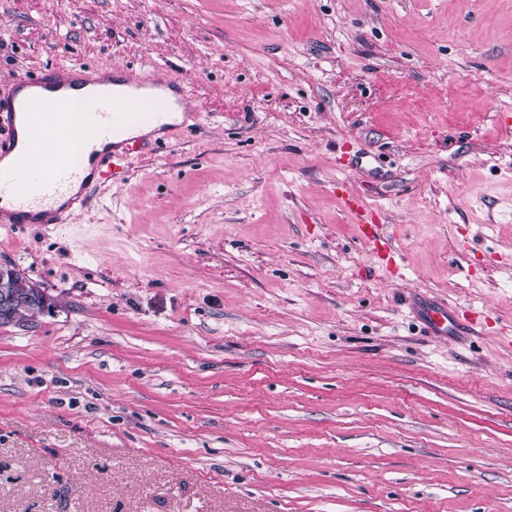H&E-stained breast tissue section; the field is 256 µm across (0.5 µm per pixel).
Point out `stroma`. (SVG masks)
Instances as JSON below:
<instances>
[{
    "mask_svg": "<svg viewBox=\"0 0 512 512\" xmlns=\"http://www.w3.org/2000/svg\"><path fill=\"white\" fill-rule=\"evenodd\" d=\"M72 58L209 121L0 229V512H512V0H0L1 81ZM336 196L357 224L358 233L368 251L393 274L397 273L402 262V254L394 246L398 230L391 231L384 224H379L377 211L363 199L353 195L346 182H338ZM15 288V285L12 282L8 283L3 274L0 273V323L5 321L7 324H12L16 322V320H20L26 316L33 317V315L37 314V311L31 308L35 307V303L31 302L30 298L27 301H24L22 297H19ZM24 302L31 307H23L20 310L15 311V309L22 306ZM15 314L18 319H16ZM418 312L435 336H447L448 330L453 328L458 320V314L449 310L448 305L443 303L418 307Z\"/></svg>",
    "mask_w": 512,
    "mask_h": 512,
    "instance_id": "1",
    "label": "stroma"
}]
</instances>
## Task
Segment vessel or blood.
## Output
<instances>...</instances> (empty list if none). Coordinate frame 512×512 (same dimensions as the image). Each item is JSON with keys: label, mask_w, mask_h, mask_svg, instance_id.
Listing matches in <instances>:
<instances>
[{"label": "vessel or blood", "mask_w": 512, "mask_h": 512, "mask_svg": "<svg viewBox=\"0 0 512 512\" xmlns=\"http://www.w3.org/2000/svg\"><path fill=\"white\" fill-rule=\"evenodd\" d=\"M174 109L182 121L164 122ZM203 121L184 86H171L161 70L135 76L120 65L72 60L35 74L15 73L0 85V227L73 223L140 153V140L127 137V130L152 127L158 150L176 132ZM335 191L369 253L398 272L403 258L394 245L396 231L380 224L376 210L346 182ZM419 313L437 336L447 335L458 319L442 303Z\"/></svg>", "instance_id": "1"}]
</instances>
